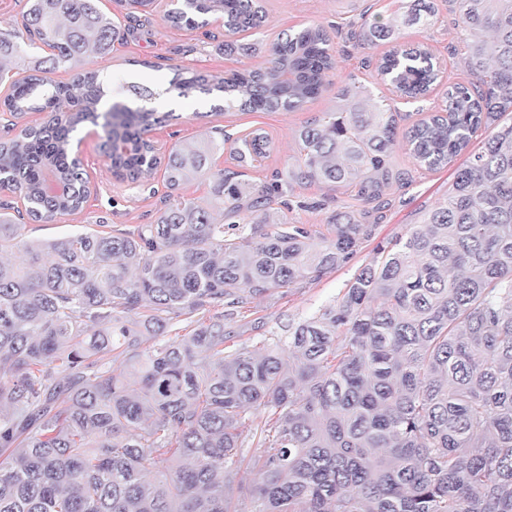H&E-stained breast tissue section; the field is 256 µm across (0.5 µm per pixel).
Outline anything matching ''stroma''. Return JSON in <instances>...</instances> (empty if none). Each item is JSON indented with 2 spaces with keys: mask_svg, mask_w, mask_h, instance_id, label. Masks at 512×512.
Listing matches in <instances>:
<instances>
[{
  "mask_svg": "<svg viewBox=\"0 0 512 512\" xmlns=\"http://www.w3.org/2000/svg\"><path fill=\"white\" fill-rule=\"evenodd\" d=\"M439 7L437 21L431 24L406 25L397 9L399 0H360L361 8L400 27L405 43L428 45L443 66L441 85L419 100H395L403 113L400 128L439 111L447 84L469 83L473 76L464 63L465 34L454 24L446 0H435ZM170 0H155L151 14L143 16L139 25L126 39L115 43L106 55H90L89 68L97 70L107 82L123 80L124 84H144L153 90H164L169 101L164 111L172 120L152 126L145 139L152 142L157 156H167L179 141L196 140L205 133L222 129L232 134L231 142L214 155L212 171L224 172L233 178L245 175L255 185L272 182L275 172L292 168L300 161L296 135L302 126L324 112L342 104L346 90L360 86L373 97L386 95V87L377 84L372 63L393 44L381 40L368 49L357 47L350 37V17L341 0H264L268 15L264 27L233 36L225 35L223 20L196 30L171 27L164 19ZM319 24L333 39L336 64L326 78L324 91L317 98L292 112L224 111V96L220 93L195 92L190 98L179 97L171 87L177 76L192 73L220 72L231 74L256 64L257 59L245 55L241 47L258 44L269 48L279 35L289 30ZM234 43L235 51H227L225 43ZM259 129L269 140L270 149L258 167L239 166L233 153L234 138ZM82 155L83 169L93 190L81 211L57 217L48 224L29 223L27 237L51 240L70 233L96 228L97 225L133 226L154 223L163 207L168 189L163 170H156L146 185L115 177L111 161L104 150L101 126L83 124L74 135ZM393 170L404 173L403 181L393 184L383 196L386 203L372 242L366 243L352 263L337 268L316 281H306L275 291L273 296L252 300L234 319L225 320V347L234 350L240 338L260 333L270 341L283 338L288 323L299 321L321 306L339 297L357 266L369 260L375 243L404 233L412 224L421 223L427 213L448 196L454 179V167L429 171L418 167L403 143H396L390 152ZM282 209L288 223L311 224L326 231L332 217L340 212L360 216L365 205L354 191L323 182L305 183L286 193Z\"/></svg>",
  "mask_w": 512,
  "mask_h": 512,
  "instance_id": "1",
  "label": "stroma"
}]
</instances>
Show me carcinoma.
<instances>
[{
	"mask_svg": "<svg viewBox=\"0 0 512 512\" xmlns=\"http://www.w3.org/2000/svg\"><path fill=\"white\" fill-rule=\"evenodd\" d=\"M100 0H26L35 62L11 78L20 53L0 31L5 112L49 120L0 139V191L19 192L34 222L83 208L87 178L70 149L96 121L104 90L91 54L106 55L128 28ZM131 22L154 0H115ZM468 40L476 81L448 86L443 108L403 134L419 166L447 167L473 137L497 131L455 173L448 198L420 224L374 248L336 304L285 330L286 341L224 351V320L248 300L349 264L376 225L336 214L331 233L290 224L276 207L284 190L319 181L379 199L402 174L387 157L400 113L346 93L297 135V170L269 185L210 173L224 140L174 145L164 159L142 131L172 114L115 105L120 139L107 138L112 168L133 182L164 164V210L152 224L52 240L24 237L0 211V512H512V0H448ZM430 23L426 0L406 5ZM224 18L229 34L266 22L262 0H174L177 29ZM358 46L400 38L359 12ZM332 42L311 25L273 43L238 73H194L177 94L224 93V109L293 111L320 95ZM399 97L426 95L439 79L431 52L396 49L376 66ZM255 130L235 142L240 165L266 154ZM212 174L207 207L173 195ZM261 223L241 222L244 212ZM192 332L181 334L183 324ZM267 412L258 423L253 412ZM259 437L256 484L240 476L247 437Z\"/></svg>",
	"mask_w": 512,
	"mask_h": 512,
	"instance_id": "1",
	"label": "carcinoma"
}]
</instances>
